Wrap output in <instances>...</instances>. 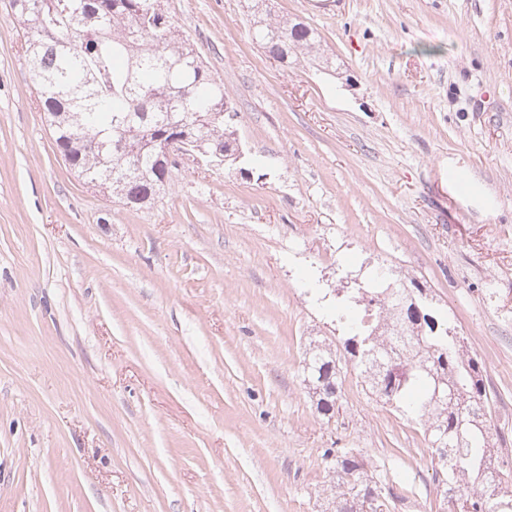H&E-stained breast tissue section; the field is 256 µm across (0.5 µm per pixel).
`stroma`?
I'll return each mask as SVG.
<instances>
[{
  "mask_svg": "<svg viewBox=\"0 0 512 512\" xmlns=\"http://www.w3.org/2000/svg\"><path fill=\"white\" fill-rule=\"evenodd\" d=\"M164 2L240 156L131 210L57 153L0 0V512H334L328 448L405 449L395 512H450L420 426L350 366L323 418L302 373L380 266L482 361L512 490V0H271L337 75L270 58L245 0Z\"/></svg>",
  "mask_w": 512,
  "mask_h": 512,
  "instance_id": "35a3bbf8",
  "label": "stroma"
}]
</instances>
